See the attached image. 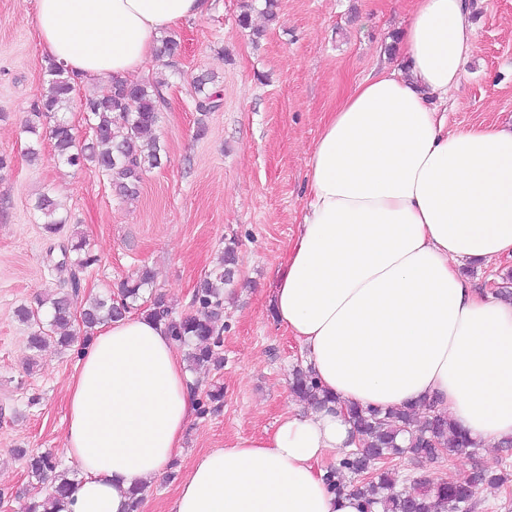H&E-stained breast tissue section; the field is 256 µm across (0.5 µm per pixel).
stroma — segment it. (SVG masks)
Wrapping results in <instances>:
<instances>
[{
    "mask_svg": "<svg viewBox=\"0 0 512 512\" xmlns=\"http://www.w3.org/2000/svg\"><path fill=\"white\" fill-rule=\"evenodd\" d=\"M245 0H208L200 16L175 25L181 51L153 59L146 79L165 78L157 135L168 157L148 172L138 197L121 198L92 167L59 161L49 136L33 141L24 125L47 92L34 29L35 0H0V512H23L50 486L29 477L17 449L53 451L78 478L63 447L66 379L79 346L27 345L16 311L70 287L71 271L49 272L71 240L84 239L96 265L79 275L80 299L118 293L138 268L155 272L138 302L164 295L174 315L194 312L195 289L235 244L239 264L224 290L220 369L192 372L197 408L174 466L150 481L140 512H169L193 456L240 436L272 432L297 408L290 390L303 366L298 343L275 322L269 298L306 203L311 150L322 122L355 82L392 61L393 42L408 15L407 0H277V19L239 16ZM475 48L448 101L449 129L512 125V0H471ZM207 73L222 104L196 110L194 79ZM37 143L39 161L25 150ZM49 194L67 222L48 234L35 203ZM222 387L213 403L209 390ZM512 465V447L478 448L452 460L396 458L400 476L432 481L465 476L474 467Z\"/></svg>",
    "mask_w": 512,
    "mask_h": 512,
    "instance_id": "obj_1",
    "label": "stroma"
}]
</instances>
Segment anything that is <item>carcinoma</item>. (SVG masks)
Segmentation results:
<instances>
[{
	"label": "carcinoma",
	"mask_w": 512,
	"mask_h": 512,
	"mask_svg": "<svg viewBox=\"0 0 512 512\" xmlns=\"http://www.w3.org/2000/svg\"><path fill=\"white\" fill-rule=\"evenodd\" d=\"M46 73L49 90L35 104L34 120L26 125V131L35 135L41 121L50 122L49 136L54 140L59 159L72 167L98 169L109 178L120 196L136 198L144 175L163 164L164 148L152 133L161 119L166 80H118L113 82L109 94L85 97V121L92 129L93 137L81 143L66 118L73 100L74 79L65 68L53 62L48 63ZM211 83L212 77L207 73L195 78L200 95L196 109L201 113L221 105V95L208 89ZM36 209L44 218L46 232L55 234L66 224L50 196L42 195ZM72 253L75 254L73 259L70 258ZM237 261L235 246H225L220 267L205 275L196 288V313L174 316L161 294L155 295L152 305L146 309L151 317L168 322L175 341L189 346L187 361L192 367L220 368L224 365L221 354L224 286L231 284ZM96 262L97 257L86 249L84 240L71 242L70 248L64 250L63 261L56 264L58 268L72 267L71 290L47 297L34 307L24 305L17 309L19 321L30 329L29 348L38 350L50 340L64 349L74 343L79 282L76 272ZM153 280V271L144 266L123 283L119 299L85 302L80 310L83 340H88L98 325L130 312L140 299V290ZM291 388L297 398L316 408L330 402L308 370H294ZM426 411L427 418L417 424L414 422L415 410L411 408L399 407L382 412L359 405L350 406L349 422L362 448L344 453L336 463V477L328 478L330 487L338 495L348 493L356 497L360 501V512H472L480 488L509 486L512 473L506 469L500 472L475 470L448 483L417 478L402 480L397 473L384 467L387 461L402 455L434 461L473 447L446 413L433 405ZM18 454L26 459L30 476L39 482L53 483L52 495L31 501L26 512H55L57 499L69 487L68 472L59 469V462L51 452L29 455L21 449ZM346 471L357 477L355 483L344 479ZM401 481L410 484L411 490L400 488Z\"/></svg>",
	"instance_id": "cac0c4a2"
}]
</instances>
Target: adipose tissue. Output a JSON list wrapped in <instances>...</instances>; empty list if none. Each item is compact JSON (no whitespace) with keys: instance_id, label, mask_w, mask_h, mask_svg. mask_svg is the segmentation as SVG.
<instances>
[{"instance_id":"ef3b65f1","label":"adipose tissue","mask_w":512,"mask_h":512,"mask_svg":"<svg viewBox=\"0 0 512 512\" xmlns=\"http://www.w3.org/2000/svg\"><path fill=\"white\" fill-rule=\"evenodd\" d=\"M204 8L36 0L34 23L47 59L107 87ZM473 51L468 0H409L398 60L328 112L271 303L331 402L194 457L170 512H360L325 481L330 457L356 445L353 404L434 399L476 443L512 438V304L461 272L512 253V126L452 131L444 112ZM193 398L165 322L100 325L67 382L64 449L81 475L57 512H128L180 450Z\"/></svg>"}]
</instances>
